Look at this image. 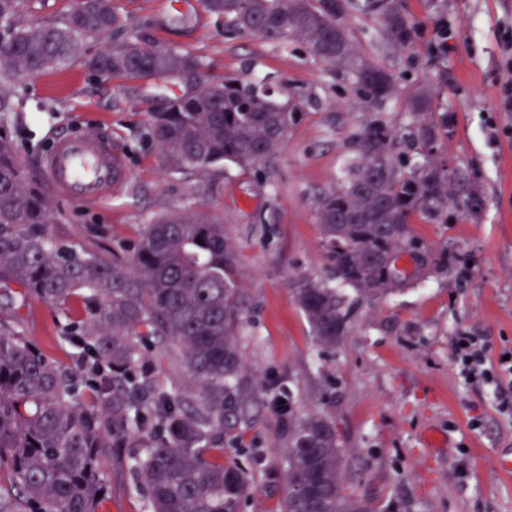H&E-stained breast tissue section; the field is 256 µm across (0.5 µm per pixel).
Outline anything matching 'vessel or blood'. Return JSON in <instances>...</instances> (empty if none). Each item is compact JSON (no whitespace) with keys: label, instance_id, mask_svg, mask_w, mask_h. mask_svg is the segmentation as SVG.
I'll return each mask as SVG.
<instances>
[{"label":"vessel or blood","instance_id":"b4317fda","mask_svg":"<svg viewBox=\"0 0 512 512\" xmlns=\"http://www.w3.org/2000/svg\"><path fill=\"white\" fill-rule=\"evenodd\" d=\"M40 169L60 199L85 206L110 197L128 178L122 154L103 130L57 137Z\"/></svg>","mask_w":512,"mask_h":512}]
</instances>
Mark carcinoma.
Masks as SVG:
<instances>
[{"instance_id": "cac0c4a2", "label": "carcinoma", "mask_w": 512, "mask_h": 512, "mask_svg": "<svg viewBox=\"0 0 512 512\" xmlns=\"http://www.w3.org/2000/svg\"><path fill=\"white\" fill-rule=\"evenodd\" d=\"M26 0H0V46L7 83L59 68L79 58L81 45L123 26L112 0H77L59 24L16 26ZM224 17L230 33L295 41L310 54L350 72L362 104L398 94L386 70L367 62L338 22L349 0H203ZM394 47L412 44L413 26L396 0H367ZM101 76H192L194 89L168 99L150 115L148 136L167 168L201 175L234 164L246 169L272 159L304 116L300 100L274 96L262 82L207 80L200 61L150 45L136 33L112 42L86 62ZM405 134L416 156L395 154L398 133L379 112L356 134L354 156L339 186L316 203L324 257L355 300L368 302L409 282L395 272L420 250L411 222L448 220L455 210L481 216L484 196L469 173L448 177L431 160L448 115L436 116L422 91L409 102ZM0 98V312L31 295L63 310L74 300L85 318L69 324L86 356L76 370L51 361L20 332L0 321V512H97L105 496L101 458L121 445L149 512H240L251 482L224 461V437L236 438L246 420L240 386L239 333L244 295L236 246L224 225L197 212L163 215L144 225L133 257L106 246L65 242L49 231L55 208L20 163ZM294 298L317 344L334 349L350 324L347 296L307 276L292 282ZM178 349L177 358L197 394L171 393L143 370L147 351ZM90 381L96 403L75 389ZM273 405L288 417L290 492L278 512H370L347 491L338 428L326 413L295 412L276 393Z\"/></svg>"}]
</instances>
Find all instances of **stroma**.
Listing matches in <instances>:
<instances>
[{
    "instance_id": "35a3bbf8",
    "label": "stroma",
    "mask_w": 512,
    "mask_h": 512,
    "mask_svg": "<svg viewBox=\"0 0 512 512\" xmlns=\"http://www.w3.org/2000/svg\"><path fill=\"white\" fill-rule=\"evenodd\" d=\"M112 2L126 30L196 57L206 78L263 81L305 106L268 164L184 176L165 170L147 136L151 113L184 92L182 79L92 74L84 61L107 40L84 41L80 60L4 88L18 158L31 173L62 133L106 128L124 155L128 185L94 207L58 203L53 235L82 242L101 233L111 245L129 246L157 217L197 210L219 219L234 241L246 306L240 383L251 406L224 458L252 484L241 512H275L288 493V420L271 405L273 386L292 395L297 413L335 417L345 484L373 512H512V475L497 469L512 454V374L474 383L452 356L462 332L480 337L491 361L512 350V107L504 88L512 74L504 51L512 0H397L415 27L405 50L385 40L364 0L344 16L353 44L401 89L383 108L386 121L406 127L410 98L430 91L436 112L452 118L435 158L476 173L485 209L476 220L457 213L445 224L414 219L424 251L447 258V270H427L414 285L357 305L332 350L316 343L289 282L299 275L333 280L315 204L335 188L369 117L352 106L353 77L301 43L225 32L223 18L202 0H187L179 13L169 0ZM80 317L78 304L62 312L34 298L17 312L20 330L68 369L81 349L65 329ZM101 466L107 494L99 512H146L126 457L105 455Z\"/></svg>"
}]
</instances>
